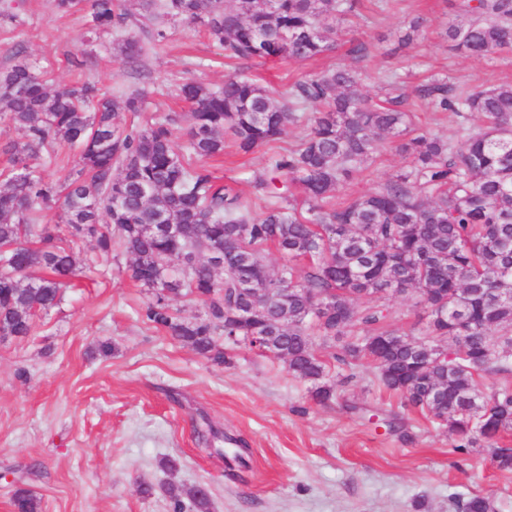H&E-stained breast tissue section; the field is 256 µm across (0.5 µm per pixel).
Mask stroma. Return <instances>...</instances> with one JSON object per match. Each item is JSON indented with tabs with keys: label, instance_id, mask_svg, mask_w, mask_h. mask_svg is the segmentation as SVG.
<instances>
[{
	"label": "stroma",
	"instance_id": "obj_1",
	"mask_svg": "<svg viewBox=\"0 0 512 512\" xmlns=\"http://www.w3.org/2000/svg\"><path fill=\"white\" fill-rule=\"evenodd\" d=\"M5 2L0 69L23 56L49 67L60 84L80 76L114 93L145 91L146 116L174 118L180 144L189 108L175 89L186 80L217 87L237 72L283 88L340 64L359 70V92L379 101L383 79L397 73L417 125L450 140L460 123L473 128L481 120L464 121L417 100L414 92L427 75L448 73L471 91L512 82V52L475 61L444 38L449 22L463 20V0H361L358 17L323 57L232 63L184 22H165L160 42L131 25L130 35L145 47L132 62L112 37L86 42L82 13H58L53 0H18L11 10ZM417 17L424 20L422 37L400 45V30ZM355 43L366 47L364 57L351 54ZM265 158L261 149L239 154L228 138L223 156L206 166L248 198ZM404 164L394 143L383 141L370 170L340 186L337 200L378 189ZM74 251L83 269L60 303L37 319L32 336L0 343V512H13L19 485L40 499L42 512H169L162 487L170 482L208 484L212 512H458L457 502L475 495L488 498L494 512H512V471L497 469L483 449L458 452L457 436L403 407L368 366L352 382L337 384L330 405H313L308 383L283 362L241 345L232 350L231 365L215 366L145 323L150 294L126 275L129 258L121 250L104 255L82 240ZM387 305L393 329L422 334L423 304L395 296ZM105 344L110 353H102ZM350 402L368 406L373 419L351 413ZM393 415L411 443L388 430ZM207 425L219 433L211 452L193 435L194 427ZM228 435L250 448L249 466L237 478L216 454ZM169 459L176 469L166 468ZM146 485L151 494H141Z\"/></svg>",
	"mask_w": 512,
	"mask_h": 512
}]
</instances>
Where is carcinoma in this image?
Returning a JSON list of instances; mask_svg holds the SVG:
<instances>
[{
    "instance_id": "1",
    "label": "carcinoma",
    "mask_w": 512,
    "mask_h": 512,
    "mask_svg": "<svg viewBox=\"0 0 512 512\" xmlns=\"http://www.w3.org/2000/svg\"><path fill=\"white\" fill-rule=\"evenodd\" d=\"M63 14L84 13L86 37L124 29L120 0H54ZM163 14L203 29L235 59L308 61L336 46L339 27L357 0H163ZM464 21L444 37L467 57L512 51V0H466ZM361 73L338 65L307 75L283 91L228 75L210 89L187 81L190 104L183 147L170 123L121 113L143 111L145 94L111 96L84 81L57 86L22 59L0 71V119L23 133L0 172V332L25 338L39 316L77 276L71 243L91 240L103 254L130 256L127 275L152 298L144 320L216 366L230 351L262 338L264 353L310 384V399L335 395L331 363L346 384L366 364L379 385L404 405L431 415L459 437L464 452L482 442L502 471L512 449V389L484 378L512 374V83L457 90L442 73L418 90L438 111L477 114L484 125L459 128L463 148L414 128L402 108L403 81L386 80L380 105L359 95ZM304 133L278 145L288 125ZM242 154L266 149L252 180L259 214L239 193L219 185L201 162L224 154V134ZM398 141L407 166L380 189L342 202L338 187L367 170L381 137ZM72 155L62 180L35 160L60 147ZM59 209V223H42ZM148 224L175 230L148 232ZM288 263L272 273L266 249ZM425 289V337L386 328L382 300ZM193 296L204 312L191 319L174 302ZM365 298L376 301L361 305ZM224 336V344L216 340ZM454 348L448 349V341ZM226 464L248 467L242 441ZM170 512H210L209 487L163 486ZM15 512H40L27 488L12 496ZM459 512H492L475 496Z\"/></svg>"
}]
</instances>
